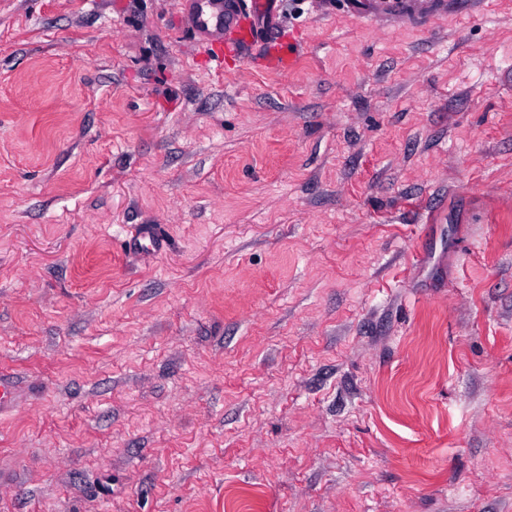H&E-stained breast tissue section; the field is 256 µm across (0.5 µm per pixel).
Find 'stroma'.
Returning <instances> with one entry per match:
<instances>
[{
  "label": "stroma",
  "mask_w": 512,
  "mask_h": 512,
  "mask_svg": "<svg viewBox=\"0 0 512 512\" xmlns=\"http://www.w3.org/2000/svg\"><path fill=\"white\" fill-rule=\"evenodd\" d=\"M412 9L0 0V512H512V0ZM181 14L197 43L218 70L224 56H262L282 70H293L298 43L286 47L279 35V0H181ZM126 241L129 252L136 254L157 252L163 248L164 243L163 239L144 229L138 235H134Z\"/></svg>",
  "instance_id": "stroma-1"
}]
</instances>
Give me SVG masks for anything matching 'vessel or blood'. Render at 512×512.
<instances>
[{
    "mask_svg": "<svg viewBox=\"0 0 512 512\" xmlns=\"http://www.w3.org/2000/svg\"><path fill=\"white\" fill-rule=\"evenodd\" d=\"M181 14L216 69H223L225 56L232 55L261 56L290 71L300 57V45L283 44L279 35V0H181ZM127 247L136 254L154 253L163 241L144 230L128 238Z\"/></svg>",
    "mask_w": 512,
    "mask_h": 512,
    "instance_id": "vessel-or-blood-1",
    "label": "vessel or blood"
}]
</instances>
